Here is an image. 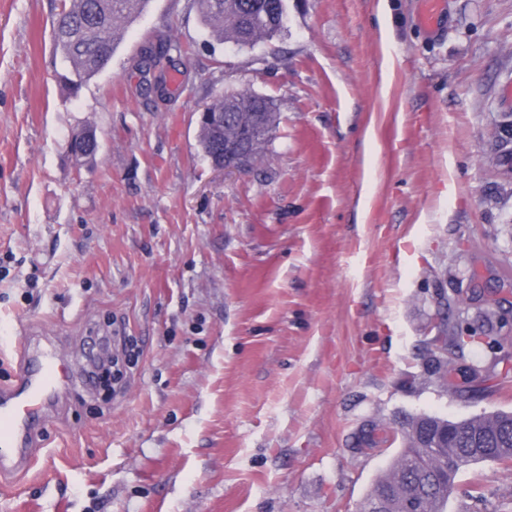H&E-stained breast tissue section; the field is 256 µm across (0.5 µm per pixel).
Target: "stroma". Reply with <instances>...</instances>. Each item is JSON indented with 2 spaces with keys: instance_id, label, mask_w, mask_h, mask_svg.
I'll return each mask as SVG.
<instances>
[{
  "instance_id": "stroma-1",
  "label": "stroma",
  "mask_w": 512,
  "mask_h": 512,
  "mask_svg": "<svg viewBox=\"0 0 512 512\" xmlns=\"http://www.w3.org/2000/svg\"><path fill=\"white\" fill-rule=\"evenodd\" d=\"M288 0L287 32L213 41L195 0H152L72 92L61 0H0V387L15 342L71 378L0 512H358L399 448L361 429L512 411V383L458 394L425 346L472 282L512 291V0ZM177 38L169 95L135 68ZM274 98L254 170L198 145L225 89ZM95 129L83 163L73 130ZM512 512V473L463 466L444 512ZM446 11V0H421L417 15L419 25L432 34L443 28L442 18ZM199 145L204 156L211 162V158L214 157V152L210 146L215 139L209 129L208 124L199 125ZM244 158L236 147L229 144H224V157L212 160V166L218 169H224L225 172H242L246 170L244 164Z\"/></svg>"
}]
</instances>
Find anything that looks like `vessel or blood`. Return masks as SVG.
Here are the masks:
<instances>
[{"mask_svg":"<svg viewBox=\"0 0 512 512\" xmlns=\"http://www.w3.org/2000/svg\"><path fill=\"white\" fill-rule=\"evenodd\" d=\"M445 11L446 0H420L418 23L430 33H440ZM18 354L17 383L0 388V477L28 467L30 431L42 418L51 396L70 379L67 365L53 351L34 358L23 344Z\"/></svg>","mask_w":512,"mask_h":512,"instance_id":"obj_1","label":"vessel or blood"}]
</instances>
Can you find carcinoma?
I'll use <instances>...</instances> for the list:
<instances>
[{
	"label": "carcinoma",
	"mask_w": 512,
	"mask_h": 512,
	"mask_svg": "<svg viewBox=\"0 0 512 512\" xmlns=\"http://www.w3.org/2000/svg\"><path fill=\"white\" fill-rule=\"evenodd\" d=\"M284 0H197L200 18L212 38L252 47L268 41L284 29L287 10ZM150 0H66L53 22L54 41L68 64L64 80L73 90L101 72L110 62L126 25L141 16ZM206 112L224 113V134L229 141L240 136L257 117H263L276 129L279 112L274 100L248 88L228 89L204 106ZM199 145L204 156L214 157L211 144L215 139L209 125H199ZM443 349L461 354L470 345L486 340L499 342V337L486 336L485 330L444 323L439 327ZM427 370L459 389L471 385L480 375L470 365L456 374L448 361L428 349ZM448 429V449L439 453L420 447L424 433ZM400 442L399 454L388 473L378 479L365 500L366 512H375L376 501L383 490L393 489L384 512H405L406 502L415 496V482L425 483L419 496V512H442L448 501L447 484L431 482L443 471V458H448V484L454 483L461 467L485 461H496L512 467V412H497L469 420L450 421L435 415H412L394 427H372L360 443L374 448L383 443Z\"/></svg>",
	"instance_id": "1"
}]
</instances>
